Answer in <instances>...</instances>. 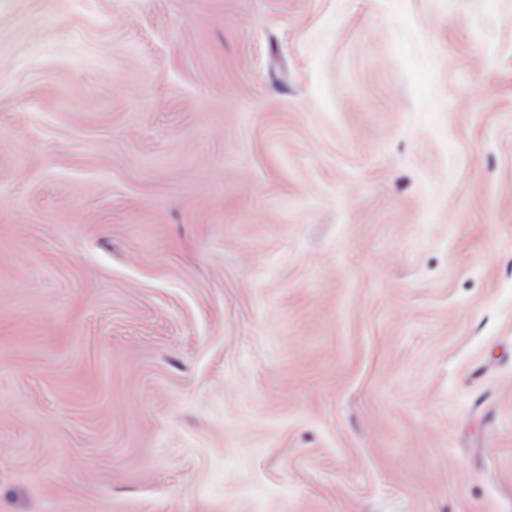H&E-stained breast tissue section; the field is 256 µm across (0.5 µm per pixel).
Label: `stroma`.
Listing matches in <instances>:
<instances>
[{
  "instance_id": "obj_1",
  "label": "stroma",
  "mask_w": 512,
  "mask_h": 512,
  "mask_svg": "<svg viewBox=\"0 0 512 512\" xmlns=\"http://www.w3.org/2000/svg\"><path fill=\"white\" fill-rule=\"evenodd\" d=\"M0 512H512V0H0Z\"/></svg>"
}]
</instances>
